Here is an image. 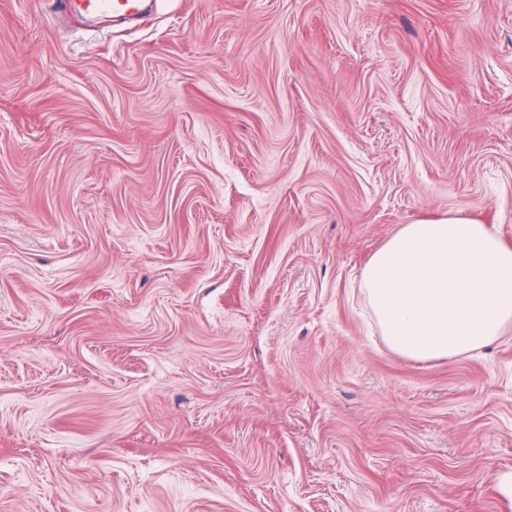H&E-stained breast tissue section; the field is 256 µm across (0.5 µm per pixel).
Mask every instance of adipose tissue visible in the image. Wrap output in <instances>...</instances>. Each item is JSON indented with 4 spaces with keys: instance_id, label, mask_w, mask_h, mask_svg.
<instances>
[{
    "instance_id": "1",
    "label": "adipose tissue",
    "mask_w": 512,
    "mask_h": 512,
    "mask_svg": "<svg viewBox=\"0 0 512 512\" xmlns=\"http://www.w3.org/2000/svg\"><path fill=\"white\" fill-rule=\"evenodd\" d=\"M362 286L386 343L417 361L512 333V243L468 213L403 225L368 259Z\"/></svg>"
}]
</instances>
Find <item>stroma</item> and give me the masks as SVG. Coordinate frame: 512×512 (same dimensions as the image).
I'll use <instances>...</instances> for the list:
<instances>
[{
  "label": "stroma",
  "mask_w": 512,
  "mask_h": 512,
  "mask_svg": "<svg viewBox=\"0 0 512 512\" xmlns=\"http://www.w3.org/2000/svg\"><path fill=\"white\" fill-rule=\"evenodd\" d=\"M456 211L512 240V0H0V512H512V335L361 288ZM59 10L65 14L74 10L97 12L112 11L113 14L127 13L134 9L135 3L129 0H59Z\"/></svg>",
  "instance_id": "35a3bbf8"
}]
</instances>
